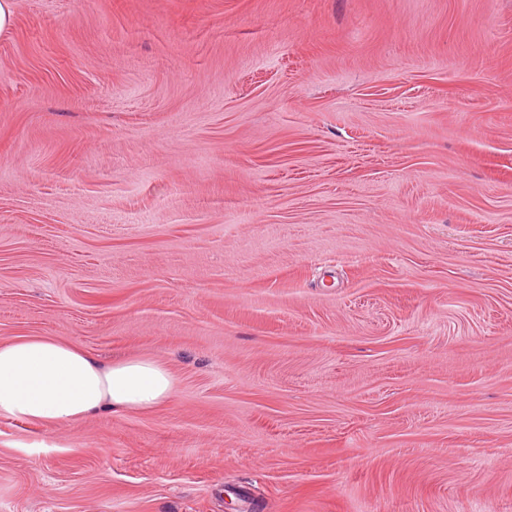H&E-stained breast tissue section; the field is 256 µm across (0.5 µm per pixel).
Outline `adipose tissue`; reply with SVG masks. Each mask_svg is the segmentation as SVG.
Returning a JSON list of instances; mask_svg holds the SVG:
<instances>
[{
	"label": "adipose tissue",
	"mask_w": 512,
	"mask_h": 512,
	"mask_svg": "<svg viewBox=\"0 0 512 512\" xmlns=\"http://www.w3.org/2000/svg\"><path fill=\"white\" fill-rule=\"evenodd\" d=\"M173 390L171 373L153 360L106 366L80 346L49 336L0 343V417L47 430L103 412L148 411Z\"/></svg>",
	"instance_id": "adipose-tissue-1"
}]
</instances>
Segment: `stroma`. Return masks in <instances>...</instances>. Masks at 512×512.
<instances>
[{
    "label": "stroma",
    "mask_w": 512,
    "mask_h": 512,
    "mask_svg": "<svg viewBox=\"0 0 512 512\" xmlns=\"http://www.w3.org/2000/svg\"><path fill=\"white\" fill-rule=\"evenodd\" d=\"M14 4L0 342L175 390L0 512H512V0Z\"/></svg>",
    "instance_id": "1"
}]
</instances>
